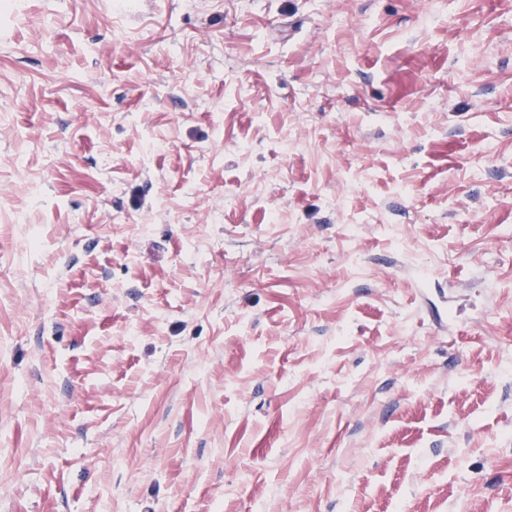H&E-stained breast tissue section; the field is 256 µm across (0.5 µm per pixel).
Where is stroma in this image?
I'll return each instance as SVG.
<instances>
[{
    "label": "stroma",
    "mask_w": 512,
    "mask_h": 512,
    "mask_svg": "<svg viewBox=\"0 0 512 512\" xmlns=\"http://www.w3.org/2000/svg\"><path fill=\"white\" fill-rule=\"evenodd\" d=\"M0 512H512V0H0Z\"/></svg>",
    "instance_id": "stroma-1"
}]
</instances>
